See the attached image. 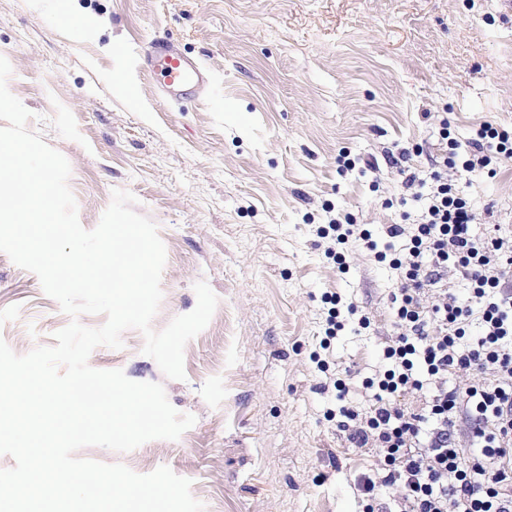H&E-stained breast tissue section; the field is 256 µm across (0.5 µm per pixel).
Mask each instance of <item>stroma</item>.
Masks as SVG:
<instances>
[{
	"mask_svg": "<svg viewBox=\"0 0 512 512\" xmlns=\"http://www.w3.org/2000/svg\"><path fill=\"white\" fill-rule=\"evenodd\" d=\"M156 38L208 72L204 89L163 94L145 59ZM0 57L28 130L70 165L82 227L98 226L116 189L155 223L166 263L153 329L195 309L198 281L218 298L185 346L184 379L164 375L135 329L88 358L161 384L195 424L76 458L140 475L169 467L205 512H361L354 482L373 457L330 415L368 407L399 277L354 240L340 272L317 228L348 214L402 249L385 229L424 210L426 189L405 175L425 178L440 160L442 127L464 150L479 124L512 127V0H0ZM448 177L476 235L512 237V162L493 178ZM331 293L371 325L347 324L323 351ZM69 321L0 252L1 341L22 356L53 346ZM330 376L348 385L345 400L322 391Z\"/></svg>",
	"mask_w": 512,
	"mask_h": 512,
	"instance_id": "obj_1",
	"label": "stroma"
}]
</instances>
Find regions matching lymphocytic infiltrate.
Wrapping results in <instances>:
<instances>
[{
  "label": "lymphocytic infiltrate",
  "instance_id": "lymphocytic-infiltrate-1",
  "mask_svg": "<svg viewBox=\"0 0 512 512\" xmlns=\"http://www.w3.org/2000/svg\"><path fill=\"white\" fill-rule=\"evenodd\" d=\"M449 155L444 168L462 165L475 176H495L496 162L512 159V130L483 123L463 162L457 143L443 130ZM428 204L418 223L389 225L388 238L405 239L399 253L376 251L378 261L399 270L391 295L395 335L384 350L389 363L377 379L371 404L341 406L338 428L357 449L372 452L376 470L361 475L356 490L362 512H512V245L502 237L479 238L476 215L441 170L432 171ZM331 240L326 256L344 264L339 248L355 238L370 241L369 229L353 219L319 225ZM454 269L469 287L467 300L448 291L427 301L441 272ZM481 333L469 337L471 322ZM476 371L479 382L465 392L448 387L452 372ZM420 394V409L398 397ZM470 426L469 445L455 443L456 418ZM393 492L382 500L383 489Z\"/></svg>",
  "mask_w": 512,
  "mask_h": 512
}]
</instances>
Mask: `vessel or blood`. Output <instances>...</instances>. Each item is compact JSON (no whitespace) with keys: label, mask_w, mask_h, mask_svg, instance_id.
Masks as SVG:
<instances>
[{"label":"vessel or blood","mask_w":512,"mask_h":512,"mask_svg":"<svg viewBox=\"0 0 512 512\" xmlns=\"http://www.w3.org/2000/svg\"><path fill=\"white\" fill-rule=\"evenodd\" d=\"M147 58L159 74L166 96L171 99H179L207 80L205 70L194 59L167 42L152 41Z\"/></svg>","instance_id":"vessel-or-blood-1"}]
</instances>
